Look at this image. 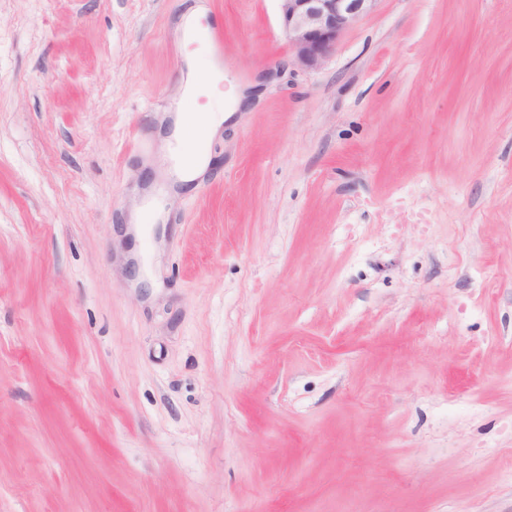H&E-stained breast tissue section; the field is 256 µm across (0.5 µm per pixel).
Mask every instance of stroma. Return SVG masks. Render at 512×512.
<instances>
[{
	"mask_svg": "<svg viewBox=\"0 0 512 512\" xmlns=\"http://www.w3.org/2000/svg\"><path fill=\"white\" fill-rule=\"evenodd\" d=\"M207 3L238 113L131 277L188 0H0V512H512V0L309 73Z\"/></svg>",
	"mask_w": 512,
	"mask_h": 512,
	"instance_id": "obj_1",
	"label": "stroma"
}]
</instances>
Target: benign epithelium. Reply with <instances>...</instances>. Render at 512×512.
I'll return each mask as SVG.
<instances>
[{"label": "benign epithelium", "instance_id": "7a95c632", "mask_svg": "<svg viewBox=\"0 0 512 512\" xmlns=\"http://www.w3.org/2000/svg\"><path fill=\"white\" fill-rule=\"evenodd\" d=\"M279 24L288 41L290 65L297 71L320 70L343 33L374 11L379 0H277Z\"/></svg>", "mask_w": 512, "mask_h": 512}]
</instances>
